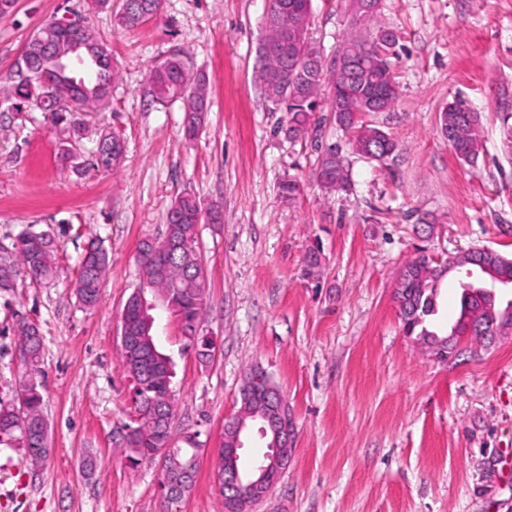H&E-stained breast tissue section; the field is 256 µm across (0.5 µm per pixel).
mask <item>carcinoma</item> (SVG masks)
Returning a JSON list of instances; mask_svg holds the SVG:
<instances>
[{
  "label": "carcinoma",
  "instance_id": "obj_1",
  "mask_svg": "<svg viewBox=\"0 0 512 512\" xmlns=\"http://www.w3.org/2000/svg\"><path fill=\"white\" fill-rule=\"evenodd\" d=\"M285 6L284 17L277 21L262 20L263 45L275 50L268 53L257 51L256 77L266 98L272 100L285 112L288 137L300 139L320 125L316 117L320 110L323 88H328L326 103L333 112L336 125L350 133L349 145L353 152L370 160L383 162L397 150V143L381 128L363 119L365 102L380 93L382 78L391 68L390 55L397 42L396 33L378 21V12L364 16L351 11L352 26L359 24L374 26V36L367 39L354 31L347 36L336 54L350 58V62L337 68L327 67L315 73L308 64L323 58L320 47L312 40L297 46L290 43L289 29L305 11L311 9V0H278ZM162 0H124V7L116 14V24L123 30H131L150 18L160 14ZM57 40L55 24L45 22L27 40L22 51L13 62L15 70L10 72L6 83L0 85V97L19 104H31L45 95L47 86L54 87L55 101L48 108L47 119L54 124L69 125L74 141L83 138L82 123L70 120L67 114L96 109L112 97L108 90L116 73L112 70V52L97 38L88 37V46L82 49L86 73L81 75L71 68L60 69L52 61L44 47ZM150 94L158 103L184 101L195 102V110L184 112L183 129L186 138H194L203 127L208 112V95L205 85L186 68L180 55L175 54L162 62L152 72ZM440 127L448 138L458 159L466 163L477 162L482 153L479 115L461 101L448 103L440 113ZM125 153L123 142L117 141L111 130L101 128L97 135V161L109 170L122 165ZM316 178L320 186L328 191L345 190L350 185V173L346 169L339 150L327 146L320 154ZM300 194V185L294 179H285L279 184V196L291 205ZM204 210L202 203L190 194L176 197L166 213V234L160 241H144L139 250L141 288L159 293L170 314L180 324L181 332L196 340L197 355L202 361L209 359L211 340L197 336L198 319L205 307V284L198 280L195 263L196 235L198 223L195 215ZM40 239V245L16 247L12 252L0 256V290L15 287L19 270H25L34 281H51L57 277L55 264V239L46 231L24 230L17 239L24 242ZM187 242L192 252L176 253L165 268L159 269L156 255L169 242ZM91 268H82L75 283V292L86 306L94 305L99 296L102 281L109 267V255L97 243L88 246ZM455 266L482 270L489 266L498 280H512V257L491 249H473L453 257ZM448 275V265H442L425 256L407 262L399 273L395 287V298H404L400 307L404 328L409 334H417L427 344H435L445 336L428 329V319L437 312L439 290ZM490 277L482 274L479 281H466L462 289L460 314L453 327L459 335L492 336L491 324L494 315L512 309V300L501 306L496 295L488 290ZM18 345L22 346L20 359L26 366L25 379L17 392L19 407L0 408V434H20L32 461L38 463L48 454V431L42 415V395L37 382L38 364L41 357L42 336L39 328L28 321L17 327ZM126 370L136 374L142 370L151 373L146 385L137 391L135 410L150 412L161 410L170 415L175 412L171 390L173 364L171 358L162 353L155 341L120 351ZM172 438V428H162L150 416L137 422L126 434L130 449V460H156L158 451ZM224 494V512H243L244 505L251 502L245 489Z\"/></svg>",
  "mask_w": 512,
  "mask_h": 512
}]
</instances>
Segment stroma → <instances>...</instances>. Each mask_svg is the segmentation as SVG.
Masks as SVG:
<instances>
[{"label": "stroma", "mask_w": 512, "mask_h": 512, "mask_svg": "<svg viewBox=\"0 0 512 512\" xmlns=\"http://www.w3.org/2000/svg\"><path fill=\"white\" fill-rule=\"evenodd\" d=\"M92 0H17L0 15V76L45 21L82 16L112 52L107 107L78 113L74 159L56 155L68 133L41 113L0 104V245L27 226L58 242L57 277L20 276L0 291V407L16 406L20 362L13 325L43 339L39 379L50 453L32 464L0 438V512H164L158 463L131 466L124 435L135 419L120 361V314L140 286L142 240L162 239L174 197L196 195L223 221L198 227L206 272L201 362L177 319L155 311L154 334L174 364L172 444L201 448L180 512H222L216 475L224 421L247 369L284 393L291 463L248 512H512V332L471 337L448 360L407 334L394 301L402 266L474 247L512 256V149L500 116L512 106V0H381L380 22L400 97L366 119L398 143L385 162L352 154L329 108L316 137L291 140L284 114L253 80L263 0H163L139 28L114 24ZM351 31L349 0H312L309 33L332 58ZM182 54L206 82L204 128L186 140L180 103L148 94L152 68ZM480 115L484 151L459 160L439 128L448 102ZM125 143L122 166L93 168L101 127ZM339 148L352 187L327 192L314 177L323 147ZM297 179L295 203L279 197ZM101 240L110 268L95 306L73 286L84 252ZM316 277L304 274L312 241Z\"/></svg>", "instance_id": "obj_1"}]
</instances>
